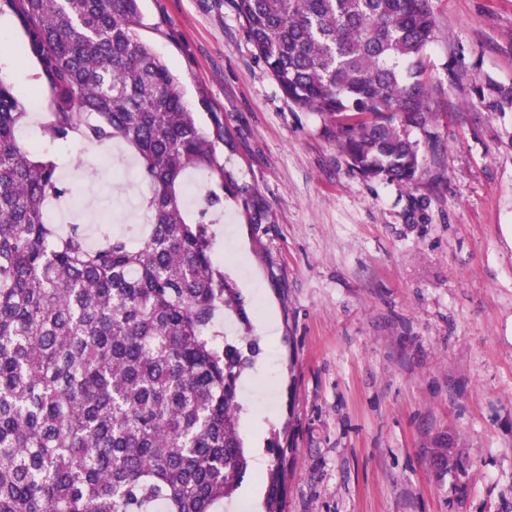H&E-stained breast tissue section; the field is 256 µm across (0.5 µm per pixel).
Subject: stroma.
Wrapping results in <instances>:
<instances>
[{
	"label": "stroma",
	"instance_id": "stroma-1",
	"mask_svg": "<svg viewBox=\"0 0 512 512\" xmlns=\"http://www.w3.org/2000/svg\"><path fill=\"white\" fill-rule=\"evenodd\" d=\"M431 120L413 130L412 185L348 170L330 123L296 108L257 58L231 0H140L138 37L176 75L217 152L262 200L212 214L214 265L252 328L274 322L239 389L248 468L213 512H264L274 446L284 512H512V0H430ZM0 76L40 66L12 11ZM71 196L59 230L147 234L150 187L131 152L75 142L55 154Z\"/></svg>",
	"mask_w": 512,
	"mask_h": 512
}]
</instances>
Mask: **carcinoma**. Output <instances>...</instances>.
Wrapping results in <instances>:
<instances>
[{"label":"carcinoma","instance_id":"carcinoma-1","mask_svg":"<svg viewBox=\"0 0 512 512\" xmlns=\"http://www.w3.org/2000/svg\"><path fill=\"white\" fill-rule=\"evenodd\" d=\"M16 13L54 96L52 143L118 139L151 186L137 242L78 224L61 237L49 197L71 189L18 136L33 99L0 77V512H211L247 461L237 381L258 343L217 342L224 307L186 173L247 194L167 64L141 41L138 0H0ZM257 57L297 108L332 123L348 167L413 184L425 127L430 0H231ZM512 105L489 88L486 106ZM287 472L267 476L283 512Z\"/></svg>","mask_w":512,"mask_h":512}]
</instances>
